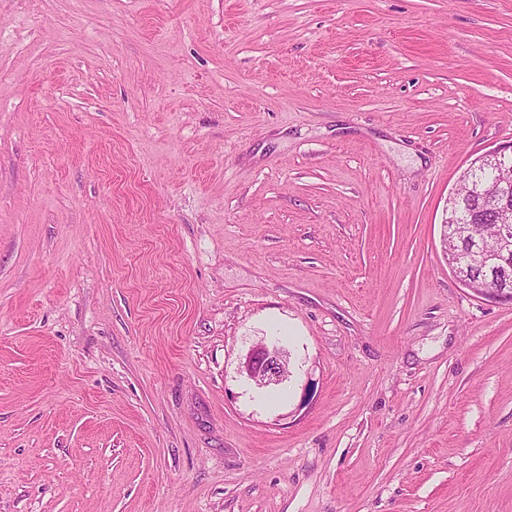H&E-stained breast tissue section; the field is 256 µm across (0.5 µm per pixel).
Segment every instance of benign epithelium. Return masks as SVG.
<instances>
[{
  "instance_id": "obj_1",
  "label": "benign epithelium",
  "mask_w": 512,
  "mask_h": 512,
  "mask_svg": "<svg viewBox=\"0 0 512 512\" xmlns=\"http://www.w3.org/2000/svg\"><path fill=\"white\" fill-rule=\"evenodd\" d=\"M512 144L496 147L470 163L462 174L461 181L470 186L473 195L489 205L487 212L491 219L502 225V232L496 250H486L480 241L467 252H455L446 257L448 267L455 277L474 293L492 300L512 301V292L504 287L494 286L486 281L473 283L469 274L475 267L494 271L506 279L512 272ZM483 219L481 211L470 215L466 224L448 228V220H443L442 243L448 236L471 237V224ZM288 352L278 343H260L253 347L243 363V371L256 385L268 387L282 383L288 373Z\"/></svg>"
}]
</instances>
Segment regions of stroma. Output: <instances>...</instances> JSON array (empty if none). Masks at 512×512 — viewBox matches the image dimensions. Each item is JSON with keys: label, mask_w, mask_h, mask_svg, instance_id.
<instances>
[{"label": "stroma", "mask_w": 512, "mask_h": 512, "mask_svg": "<svg viewBox=\"0 0 512 512\" xmlns=\"http://www.w3.org/2000/svg\"><path fill=\"white\" fill-rule=\"evenodd\" d=\"M508 143L512 0H0V512H512ZM487 171L496 173V176L492 180H486L484 173ZM508 173H510V179H507ZM481 174L483 176H480ZM462 182L470 186L472 194L481 202L482 206L485 202L489 208L471 212L468 224L454 226L448 232L446 224H448L449 215L453 213L450 209L456 201L461 200L457 196V189L448 196L446 217L442 222L443 252L448 261V267L455 277L474 293L492 300L512 301L511 292L505 289L501 283V279L506 281L509 276V258L512 255V144L496 147L471 162L462 174L460 183ZM484 210L490 214V219L495 220L497 224H502L499 244L495 251L486 250L479 240L471 236V225L474 221L483 219L481 212ZM490 219H483L485 222L480 225L482 234L488 240H491L495 233L494 226L489 222ZM448 234L456 238H470L476 246L467 252H455L448 256L446 250ZM475 267L495 271L500 287L484 281L490 274L479 270L474 271L472 277L482 282L473 284L469 274ZM498 274H501V277L498 278ZM287 358L288 352L278 343H260L251 349L242 367L258 386L279 385L288 373Z\"/></svg>", "instance_id": "stroma-1"}]
</instances>
